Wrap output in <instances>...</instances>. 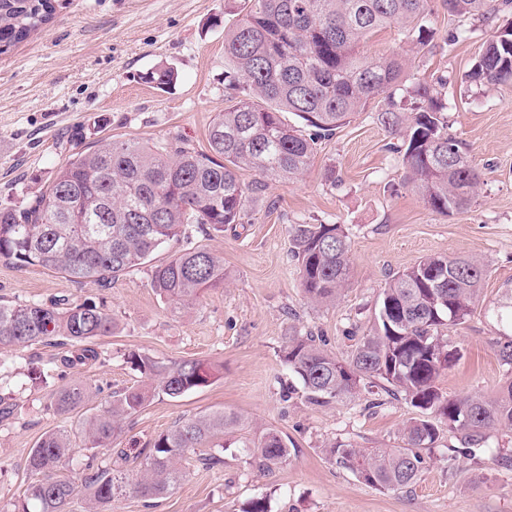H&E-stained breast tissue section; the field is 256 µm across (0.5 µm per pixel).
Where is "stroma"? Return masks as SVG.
I'll return each mask as SVG.
<instances>
[{"instance_id":"1","label":"stroma","mask_w":512,"mask_h":512,"mask_svg":"<svg viewBox=\"0 0 512 512\" xmlns=\"http://www.w3.org/2000/svg\"><path fill=\"white\" fill-rule=\"evenodd\" d=\"M50 22L0 55V205L28 206L41 182L72 153L102 140L137 139L208 149L209 126L228 98L224 91V31L241 19L245 0H55ZM436 40L466 28L453 52L419 49L398 28L369 37L366 56L407 54L411 80L448 78V132L468 146L483 184L471 208L438 214L404 181L388 133L375 120V99L333 138L320 141L312 168L293 182L261 181L242 226L206 235L196 225L193 245L224 258V285L178 310L148 285L146 269L107 289L80 285L39 266L0 263V298L73 303L106 296L117 327L97 340L106 363L66 368L56 346L37 345L0 354V396L13 403L0 420V507L22 497L28 453L45 433L76 428L97 413L112 392L145 385L127 361L135 351L165 362L196 359L213 365L211 384L181 399L152 398L131 418L111 448L88 452L74 439V459L63 475L80 482L88 455L109 461L112 448H145L160 433L192 416L226 411L240 416L225 437L202 445L222 457L209 468L189 455L186 478L153 500L120 496L112 512H243L265 498L270 512H512V465L491 464L484 454L449 457L455 440L443 436L418 481L383 491L362 483L325 452L333 441L360 448H399L402 427L418 411L378 393L329 408L309 405L281 358L289 325L325 339L347 358L372 324L388 278L429 255L479 259L489 273L481 299L466 322L450 327L448 343L460 352L438 386L444 396L494 397L508 373L498 343L512 324L489 314L512 288V86L463 83L492 28L478 19L448 16L442 0H429ZM177 70L172 89L145 82L146 71ZM335 170L336 182L325 177ZM293 224H341L351 242L350 285L332 304L306 297L288 255ZM80 381L90 401L66 416L49 411L58 387ZM288 442L290 455L271 471L239 452L267 430Z\"/></svg>"}]
</instances>
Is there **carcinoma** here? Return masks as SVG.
Segmentation results:
<instances>
[{
    "mask_svg": "<svg viewBox=\"0 0 512 512\" xmlns=\"http://www.w3.org/2000/svg\"><path fill=\"white\" fill-rule=\"evenodd\" d=\"M248 4L244 18L224 32V82L231 105L209 127V152L113 140L72 154L31 205L0 208V262L40 266L100 288L146 267L149 285L161 299L176 309L187 307L203 292L224 287V258L192 246L154 265L155 251L184 235L188 224L222 233L224 226L242 223L250 194L261 183L245 186L239 171L261 179H297L312 166L318 142L378 97L385 108L376 120L396 139L389 149L424 204L439 214L472 205L482 173L463 143L448 135V80L409 84L404 56L368 58L359 51L369 33L391 26L418 32V44L428 45L433 36L428 0ZM442 6L450 16L490 21L512 11V0H443ZM54 11V0H0V54L40 30ZM144 79L166 89L177 73L159 68ZM464 79L512 84V22L495 29ZM285 112L303 125L288 123ZM288 242L308 299L336 302L347 285L351 251L342 225L293 224ZM485 274L479 260L463 256L426 257L396 274L382 292L372 325L346 360L325 348L321 337L288 327L282 360L310 405L327 407L377 388L419 410L403 428L401 448H357L341 441L326 448L331 460L364 483L384 491L414 484L425 467L424 452L445 430L472 454L486 447L492 431L512 429V376L493 400L472 394L448 399L437 387L459 357L448 347L445 331L471 315ZM114 330L102 301L0 300L1 351L59 344L67 347L60 356L66 367L104 362L107 355L95 348V340ZM127 359L151 383L113 392L107 406L81 421L79 434L89 449L112 446L121 422L152 396L177 400L215 376L212 366L195 359L166 364L136 352ZM88 400V387L70 384L55 393L50 410L69 415ZM239 421L224 411L186 419L140 449L135 478L120 469L128 454L118 450L116 459L103 465L86 463L79 487L59 476L71 461L70 432L46 433L28 454L31 480L11 512H68L80 491L86 512H112V500L126 494L161 498L186 476L182 462L191 451ZM250 454L260 469L269 470L286 460L289 448L279 433L268 430Z\"/></svg>",
    "mask_w": 512,
    "mask_h": 512,
    "instance_id": "cac0c4a2",
    "label": "carcinoma"
}]
</instances>
